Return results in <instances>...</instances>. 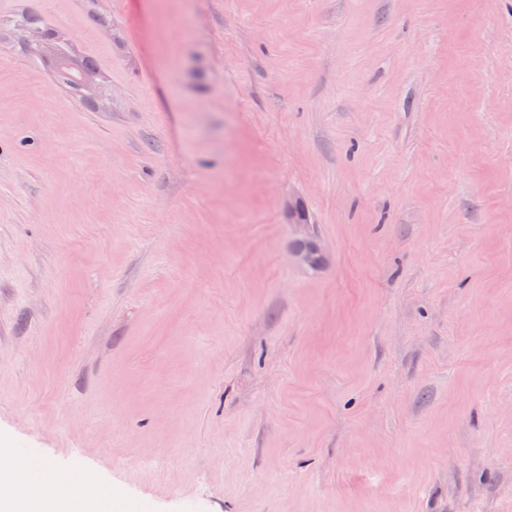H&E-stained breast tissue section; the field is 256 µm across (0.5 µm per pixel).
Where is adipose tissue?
Here are the masks:
<instances>
[{
  "mask_svg": "<svg viewBox=\"0 0 512 512\" xmlns=\"http://www.w3.org/2000/svg\"><path fill=\"white\" fill-rule=\"evenodd\" d=\"M20 482L30 483L28 496L15 499L12 488ZM51 478L42 474V464L34 458L16 462L9 456L0 457V512H107L106 502L87 494L64 499L51 487Z\"/></svg>",
  "mask_w": 512,
  "mask_h": 512,
  "instance_id": "ef3b65f1",
  "label": "adipose tissue"
}]
</instances>
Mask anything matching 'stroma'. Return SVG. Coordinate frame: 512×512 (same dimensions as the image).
I'll return each mask as SVG.
<instances>
[{"label": "stroma", "mask_w": 512, "mask_h": 512, "mask_svg": "<svg viewBox=\"0 0 512 512\" xmlns=\"http://www.w3.org/2000/svg\"><path fill=\"white\" fill-rule=\"evenodd\" d=\"M16 446L113 512H512V0H0Z\"/></svg>", "instance_id": "35a3bbf8"}]
</instances>
